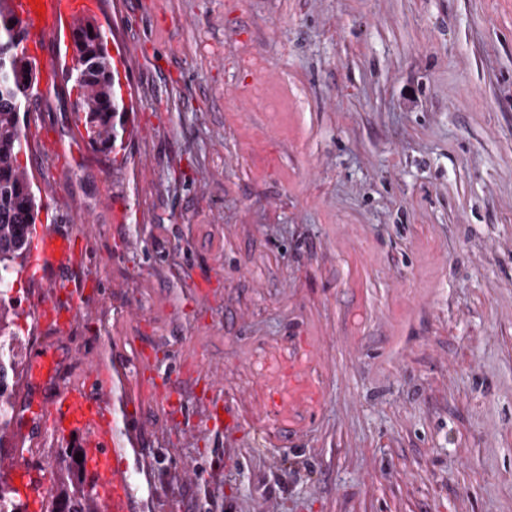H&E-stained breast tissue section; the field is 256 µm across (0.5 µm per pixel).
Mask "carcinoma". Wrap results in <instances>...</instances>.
Masks as SVG:
<instances>
[{"mask_svg":"<svg viewBox=\"0 0 512 512\" xmlns=\"http://www.w3.org/2000/svg\"><path fill=\"white\" fill-rule=\"evenodd\" d=\"M10 2L0 0V45L28 39V24L13 11ZM72 37L76 55L83 59L71 72L77 89L75 107L83 114L90 142L109 151L126 132L128 108L121 94L119 71L107 51L105 32L94 22L87 19L75 25ZM35 69L30 55L0 56V457L13 420L19 350L26 342L15 322L11 291L20 273L17 259L30 253L41 209L34 183L20 161L29 150V142L19 116L37 89ZM80 452L81 446L68 444L55 450L54 463L39 467V475L51 483L48 496L40 499L39 512H107L91 495L85 462L75 460ZM0 512H29V503L2 477Z\"/></svg>","mask_w":512,"mask_h":512,"instance_id":"1","label":"carcinoma"}]
</instances>
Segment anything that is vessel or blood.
<instances>
[{"label": "vessel or blood", "mask_w": 512, "mask_h": 512, "mask_svg": "<svg viewBox=\"0 0 512 512\" xmlns=\"http://www.w3.org/2000/svg\"><path fill=\"white\" fill-rule=\"evenodd\" d=\"M44 10H37L31 0H12L15 13L33 27V39L28 47L43 57L44 80L53 79L56 61L48 50L58 34L70 31L74 21L100 11L102 0H43ZM34 267L70 266L80 263L73 238L60 232L55 225H44L35 238L30 256ZM77 311L76 305L63 306L58 300L45 302L38 309L40 318L66 331ZM88 380L97 388L89 393L81 387L58 388L53 400L36 415L34 428L40 436L79 430L86 436V467L96 475L92 492L109 504L111 512H135L136 484L134 469L129 463V449L122 446V433L111 416L102 394L112 385V370L103 365L92 366ZM0 476L11 481L30 502H37L38 493L30 484L23 453H16L12 462L0 470Z\"/></svg>", "instance_id": "b4317fda"}]
</instances>
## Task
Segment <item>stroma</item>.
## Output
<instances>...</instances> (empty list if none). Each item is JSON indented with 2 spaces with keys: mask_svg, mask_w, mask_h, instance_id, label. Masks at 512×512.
Wrapping results in <instances>:
<instances>
[{
  "mask_svg": "<svg viewBox=\"0 0 512 512\" xmlns=\"http://www.w3.org/2000/svg\"><path fill=\"white\" fill-rule=\"evenodd\" d=\"M122 145L74 109L73 44L24 104L66 274L19 276L56 380L107 399L146 512H512V0H108ZM171 381L179 406L143 413ZM240 424L224 429V409ZM62 288H64L63 293L67 291L71 293V298L76 294L74 289H66L73 288L69 282H66L65 286ZM77 301L78 297L77 295H75L71 299V303L69 306H61L59 303V295H56L53 300H49L39 307L38 315L40 318L46 319L51 323H54L55 328L58 329L59 332L64 333L68 329L72 319L76 315Z\"/></svg>",
  "mask_w": 512,
  "mask_h": 512,
  "instance_id": "stroma-1",
  "label": "stroma"
}]
</instances>
